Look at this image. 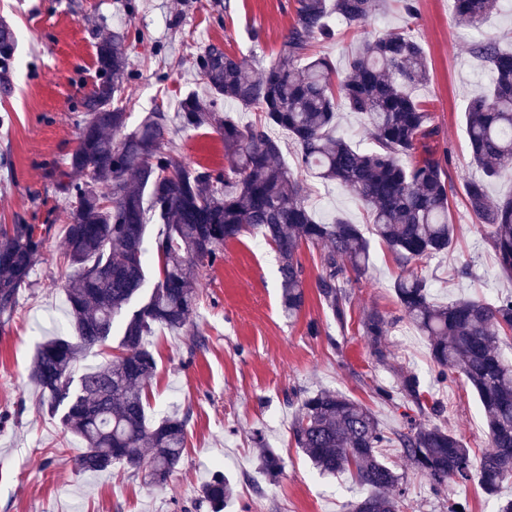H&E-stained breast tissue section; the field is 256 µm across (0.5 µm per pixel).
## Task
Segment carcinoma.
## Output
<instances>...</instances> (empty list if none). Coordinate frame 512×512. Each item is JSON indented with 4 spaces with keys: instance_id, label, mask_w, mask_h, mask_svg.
<instances>
[{
    "instance_id": "carcinoma-1",
    "label": "carcinoma",
    "mask_w": 512,
    "mask_h": 512,
    "mask_svg": "<svg viewBox=\"0 0 512 512\" xmlns=\"http://www.w3.org/2000/svg\"><path fill=\"white\" fill-rule=\"evenodd\" d=\"M499 0H451L455 16L474 25ZM379 0H294L293 22L277 61L257 70L251 62L208 43L194 57L195 73L209 94L204 103L187 93L175 113L185 131L211 129L224 141L228 166H192L174 155L169 116L155 107L127 130L123 98L132 77L128 50L141 32L116 28L95 46L98 80L82 107L77 146L65 161L61 189L68 203L63 259L73 269L66 286L74 335L43 342L32 379L47 394L48 409L84 448L75 463L83 472L121 464L145 483L166 484L182 462L189 413L151 421L143 390L156 369L148 336L157 329L198 330V277L214 264L224 244L256 233L274 245L281 281V312L293 321L305 304L304 270L297 258L303 242L321 247L315 282L319 301L341 329L351 309L353 281L370 263L369 242L359 225L336 217L314 219L302 180L281 160L269 129L288 132L300 171L355 193L366 206L374 234L395 255L402 273L393 290L402 317L423 336L432 361V386L464 377L479 398L489 429L490 450L476 459L443 420L445 405L427 402L429 387L402 367L393 386L378 385L376 398L401 400L403 423L384 428L366 404L330 389L297 398L292 432L297 448L322 475L348 473L367 490L345 512H403V476L381 459L379 449L398 448L407 463L427 476L437 495L454 483H479L512 512L501 489L512 481V361L500 352L512 333V292L492 302L458 298L439 302L418 264L448 252L455 227L448 221L446 165L418 153L436 134L430 112L414 90L427 78L426 52L414 34L417 0H402L403 21L381 36L359 39L345 77L314 44L334 37L331 20L361 29ZM17 33L0 20V85L10 86ZM471 52L484 63L489 83L466 113L473 163L481 177L464 183L469 209L482 226L502 271L512 276V196L492 201L488 184L512 171V50L483 38ZM232 100L255 119L236 120L220 111ZM345 109L363 120L371 147L360 149L336 131ZM160 229L155 241L158 278L146 287L147 212ZM44 245L35 224L0 225V324L10 319L20 289ZM122 319L120 356L73 377L84 350L105 344ZM362 335L376 363L390 358L388 318L376 309L361 318ZM257 469L269 480L282 469L278 454L255 435ZM229 477L215 474L200 487L213 512L232 499Z\"/></svg>"
}]
</instances>
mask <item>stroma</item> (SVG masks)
<instances>
[{"label":"stroma","instance_id":"obj_1","mask_svg":"<svg viewBox=\"0 0 512 512\" xmlns=\"http://www.w3.org/2000/svg\"><path fill=\"white\" fill-rule=\"evenodd\" d=\"M127 16L121 0H0V19L19 36L18 63L10 89L0 88V224L47 225L32 287L22 289L11 320L0 326V512H209L197 490L219 470L234 484L226 512H343L357 492L350 476L326 477L295 446L291 424L293 392L328 388L362 400L387 427L398 426L403 409L372 395L376 385L395 382L399 366L431 378L425 339L402 320L393 282L401 269L385 243L374 236L366 208L349 191L304 177L307 205L320 222L340 216L360 225L370 241L367 272L352 291L346 332L322 308L314 282L319 248L301 244L297 253L308 284L306 303L294 321L281 314L278 258L256 235L225 244L221 257L199 279L197 323L206 345L192 348L186 333L156 330L151 338L157 368L145 387L148 415L185 412L187 447L180 469L161 487L144 485L121 467L81 474L75 458L82 447L51 416L43 392L29 378L39 345L67 321L60 284L69 267L61 252L67 203L60 189L64 162L76 145L82 102L97 80L95 44L103 30L127 25L144 38L129 52V126L154 107L173 113L188 92L199 91L192 54L208 43L265 68L278 57L293 19L294 0H136ZM415 29L427 55L428 79L417 96L438 128L430 141L436 159L448 160L451 191L448 220L457 237L444 256L424 261L438 301L460 296L492 300L512 292V279L498 266L467 207L463 183L476 173L466 134L465 112L489 82L471 45L483 37L512 38V0L480 28L458 22L448 0H417ZM166 73L158 81L157 73ZM176 152L189 164L220 167L224 146L214 133L171 130ZM470 265L472 275L456 270ZM376 309L393 320L387 342L391 367L375 364L358 322ZM322 334H308L310 322ZM339 337L333 348L329 337ZM447 406L445 418L474 453L489 448L486 421L474 390L463 380L434 390ZM262 434L283 461L277 483L257 473L255 434ZM404 472L405 512H445L428 478L407 468L398 449L382 451Z\"/></svg>","mask_w":512,"mask_h":512}]
</instances>
